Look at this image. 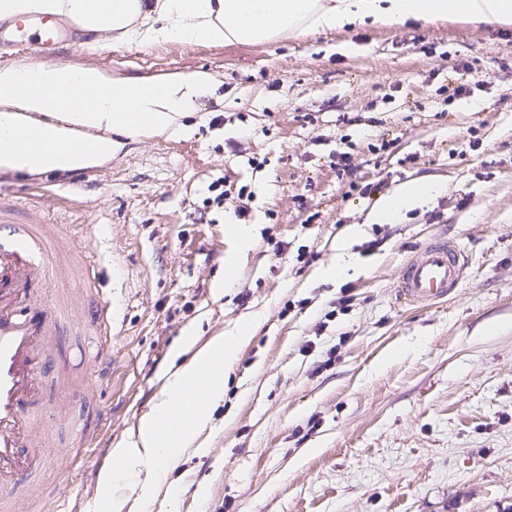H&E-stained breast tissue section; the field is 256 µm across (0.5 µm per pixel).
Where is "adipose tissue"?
I'll use <instances>...</instances> for the list:
<instances>
[{"instance_id": "adipose-tissue-1", "label": "adipose tissue", "mask_w": 512, "mask_h": 512, "mask_svg": "<svg viewBox=\"0 0 512 512\" xmlns=\"http://www.w3.org/2000/svg\"><path fill=\"white\" fill-rule=\"evenodd\" d=\"M35 12L67 15L87 32L109 33L127 44L259 43L348 25L389 28L445 18L507 23L512 0H0V18ZM74 86L96 93L49 112L44 91ZM212 90L203 72L153 82L111 80L95 68L60 64L0 67V166L39 173L94 165L118 148V136L179 130L192 103ZM435 189L426 179L402 184L384 198L377 220H398ZM252 334V323L244 322L203 344L192 336L183 340L177 353L184 363L165 374L136 437L114 446L111 466L98 477L103 488L139 484L145 508L184 457L206 454L200 436L224 399V372Z\"/></svg>"}]
</instances>
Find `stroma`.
<instances>
[{
	"mask_svg": "<svg viewBox=\"0 0 512 512\" xmlns=\"http://www.w3.org/2000/svg\"><path fill=\"white\" fill-rule=\"evenodd\" d=\"M57 61L214 82L185 132L124 138L69 185L44 172L49 195L0 167V194L60 225L114 310L112 382L62 408L65 420L107 404L100 435L115 445L151 409L187 329L204 341L255 326L225 372L208 454L174 470L175 496L152 512H512V23L354 25L253 45H93L81 30ZM415 179L438 189L373 223ZM216 180L251 191L243 217L204 207ZM236 221L254 243L218 297ZM434 235L460 243L466 277L447 302L413 309L397 283ZM339 260L347 274L324 278ZM94 293L79 286L72 300ZM94 349L73 330L49 357L81 374ZM111 463L90 458L66 503L132 504L131 486L99 487Z\"/></svg>",
	"mask_w": 512,
	"mask_h": 512,
	"instance_id": "1",
	"label": "stroma"
}]
</instances>
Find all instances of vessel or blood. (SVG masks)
Here are the masks:
<instances>
[{
  "mask_svg": "<svg viewBox=\"0 0 512 512\" xmlns=\"http://www.w3.org/2000/svg\"><path fill=\"white\" fill-rule=\"evenodd\" d=\"M72 29L60 17H32L0 24V44L49 50L68 41ZM465 264L456 241L426 243L403 267L399 299L413 308L447 300L459 288ZM85 277L81 256L40 209L21 208L13 199L0 197V512H44L40 506L20 510L16 491L49 470L57 484L67 483L70 472L83 467L92 444L87 424H72L66 462L54 466L42 426L57 422L60 404L71 395L57 396L42 410L31 409L50 370L47 347L70 330L82 327L96 338L94 365L82 379V392L106 380L112 363L109 300L98 298L92 321L84 307L62 304L56 295L40 292L42 286L56 288Z\"/></svg>",
  "mask_w": 512,
  "mask_h": 512,
  "instance_id": "b4317fda",
  "label": "vessel or blood"
}]
</instances>
